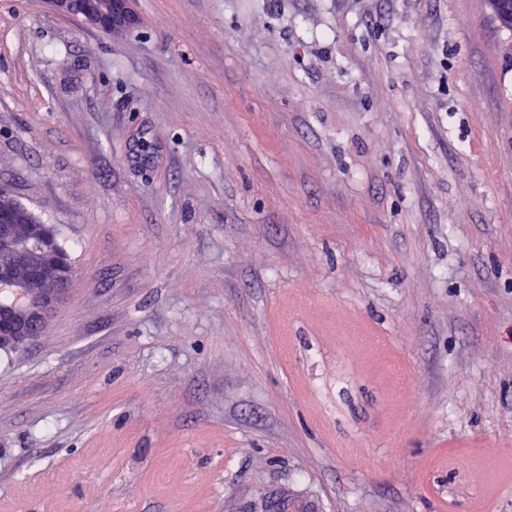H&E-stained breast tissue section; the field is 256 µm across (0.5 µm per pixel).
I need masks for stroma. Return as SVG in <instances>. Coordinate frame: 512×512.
<instances>
[{
  "label": "stroma",
  "instance_id": "35a3bbf8",
  "mask_svg": "<svg viewBox=\"0 0 512 512\" xmlns=\"http://www.w3.org/2000/svg\"><path fill=\"white\" fill-rule=\"evenodd\" d=\"M129 7L0 0V183L75 270L0 352V512H512V32ZM64 13L81 16L105 30L129 24L132 14L129 0H50Z\"/></svg>",
  "mask_w": 512,
  "mask_h": 512
}]
</instances>
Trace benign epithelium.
Listing matches in <instances>:
<instances>
[{
	"mask_svg": "<svg viewBox=\"0 0 512 512\" xmlns=\"http://www.w3.org/2000/svg\"><path fill=\"white\" fill-rule=\"evenodd\" d=\"M63 12L110 30L132 21L129 0H51ZM500 25L512 31V0H488ZM0 184V289L12 302L0 308V350L16 351L37 339L67 298L74 271L60 251L53 225L16 202L2 203Z\"/></svg>",
	"mask_w": 512,
	"mask_h": 512,
	"instance_id": "benign-epithelium-1",
	"label": "benign epithelium"
}]
</instances>
